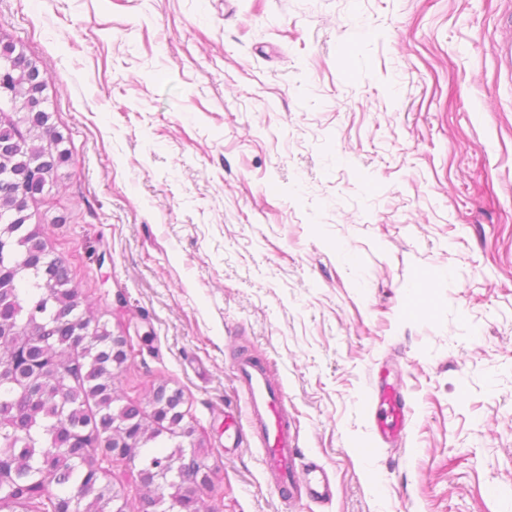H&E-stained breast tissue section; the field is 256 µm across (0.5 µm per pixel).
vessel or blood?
<instances>
[{
  "instance_id": "obj_1",
  "label": "vessel or blood",
  "mask_w": 512,
  "mask_h": 512,
  "mask_svg": "<svg viewBox=\"0 0 512 512\" xmlns=\"http://www.w3.org/2000/svg\"><path fill=\"white\" fill-rule=\"evenodd\" d=\"M234 376L247 397L250 426L259 441L266 479L282 501H290L295 495L298 450L285 409V393L271 384L266 366L254 357H238ZM378 402L384 405L387 418L378 424L377 440L381 443L395 440L402 434V399L397 392L386 390ZM305 491L314 499L330 497V480L322 466L307 464Z\"/></svg>"
}]
</instances>
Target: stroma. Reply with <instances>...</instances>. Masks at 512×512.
Here are the masks:
<instances>
[{
    "label": "stroma",
    "mask_w": 512,
    "mask_h": 512,
    "mask_svg": "<svg viewBox=\"0 0 512 512\" xmlns=\"http://www.w3.org/2000/svg\"><path fill=\"white\" fill-rule=\"evenodd\" d=\"M0 34L72 153L47 248L223 512H512V0H0ZM243 353L331 499L267 484ZM389 387L403 436L361 454Z\"/></svg>",
    "instance_id": "35a3bbf8"
}]
</instances>
